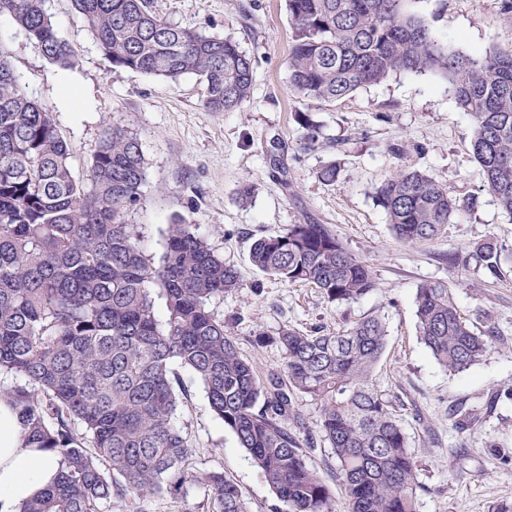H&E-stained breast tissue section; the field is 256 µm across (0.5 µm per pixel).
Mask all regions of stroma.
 <instances>
[{"label":"stroma","mask_w":512,"mask_h":512,"mask_svg":"<svg viewBox=\"0 0 512 512\" xmlns=\"http://www.w3.org/2000/svg\"><path fill=\"white\" fill-rule=\"evenodd\" d=\"M153 7L176 25L239 42L256 68L243 110L205 111L204 85L194 75L172 82L113 68L71 0L46 2L56 32L76 53L70 69L50 63L10 17H0V45L25 92L51 107L73 147L74 175L85 176L105 126H125L137 135L146 176L141 202L127 222L137 225L141 247L153 261L161 260L167 227L178 219L196 225L238 269L240 290L210 308L259 375L280 369L283 355L277 345L256 344L258 333L333 331L371 313L381 316L387 346L373 380L421 465L418 512H512V260L503 262L498 277L444 260L489 238L512 252V215L484 185L471 147L472 118L457 108L448 81L431 72H397L341 100H302L288 87L292 28L285 0H154ZM406 8L450 49L512 52V14L503 13L501 0H408ZM68 84L77 103L63 95ZM299 112L309 114L333 148H305ZM278 145L286 149L282 172L269 162ZM332 160L340 174L326 185L317 173ZM400 165L426 170L458 200L476 197V207L461 211L435 242L397 240L374 194ZM246 180L255 193L243 203L237 192ZM307 223L330 225L371 267L376 290L336 306L317 289L284 283L251 265L255 238ZM430 281L447 282L461 315L492 342L487 357L470 370L448 372L420 341L415 294ZM172 370L188 391L173 422L192 444L194 466L222 471L239 486L250 512H278L280 503L260 469L214 417L200 383L180 365ZM299 407L313 440L306 461L329 487L336 512H349L336 458L320 432L319 406L306 397ZM203 499V490L192 487L144 503L135 497L107 503L101 512H199Z\"/></svg>","instance_id":"obj_1"}]
</instances>
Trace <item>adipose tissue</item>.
Returning a JSON list of instances; mask_svg holds the SVG:
<instances>
[{"label": "adipose tissue", "mask_w": 512, "mask_h": 512, "mask_svg": "<svg viewBox=\"0 0 512 512\" xmlns=\"http://www.w3.org/2000/svg\"><path fill=\"white\" fill-rule=\"evenodd\" d=\"M57 478L56 460L47 451L24 447L14 411L0 401V512H18Z\"/></svg>", "instance_id": "ef3b65f1"}]
</instances>
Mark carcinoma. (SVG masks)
Masks as SVG:
<instances>
[{
  "label": "carcinoma",
  "mask_w": 512,
  "mask_h": 512,
  "mask_svg": "<svg viewBox=\"0 0 512 512\" xmlns=\"http://www.w3.org/2000/svg\"><path fill=\"white\" fill-rule=\"evenodd\" d=\"M45 0H0L50 62L75 54L61 39ZM115 68L205 84L201 106L235 112L250 101L255 67L232 38H214L159 16L152 0H72ZM407 0H286L292 26L290 89L309 101L343 99L396 72L449 80L473 120L472 148L484 186L512 214V53L451 50ZM305 146L319 145L306 113ZM72 146L49 107L30 98L0 47V374L26 384L0 392L17 415L27 448L59 458L56 483L19 512H98L102 502L147 498L187 485L204 488L206 512H248L239 487L217 470L189 467L190 441L172 423L185 386L171 364L201 383L213 414L263 473L283 512H335L330 489L308 467L298 407L320 405V430L336 457L350 512H417V461L390 401L373 384L386 323L366 315L334 332L285 328L280 370L258 377L236 337L208 305L242 287L237 269L194 224L169 225L156 264L126 214L145 179L139 138L105 130L85 178L70 168ZM395 236L438 239L461 210L428 172L405 165L375 191ZM503 246L486 239L453 253L458 268L501 274ZM251 264L288 284H309L330 304L377 288L370 267L327 224H289L251 245ZM167 319L155 315L153 288ZM419 336L450 372L481 363L489 339L461 316L452 289L416 292Z\"/></svg>",
  "instance_id": "cac0c4a2"
}]
</instances>
